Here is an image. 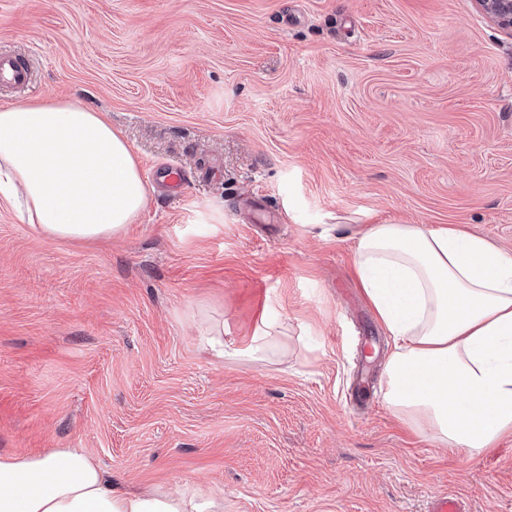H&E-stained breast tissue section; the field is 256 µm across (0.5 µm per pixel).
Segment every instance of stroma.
Returning a JSON list of instances; mask_svg holds the SVG:
<instances>
[{
    "instance_id": "stroma-1",
    "label": "stroma",
    "mask_w": 512,
    "mask_h": 512,
    "mask_svg": "<svg viewBox=\"0 0 512 512\" xmlns=\"http://www.w3.org/2000/svg\"><path fill=\"white\" fill-rule=\"evenodd\" d=\"M34 91L106 113L154 181L121 234L45 237L0 199V453L84 448L120 490L224 512H512V434L469 460L384 403L392 349L351 228L512 250V31L476 0H0ZM347 220L332 237L321 225ZM247 348L202 352L208 318Z\"/></svg>"
}]
</instances>
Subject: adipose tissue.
<instances>
[{
    "mask_svg": "<svg viewBox=\"0 0 512 512\" xmlns=\"http://www.w3.org/2000/svg\"><path fill=\"white\" fill-rule=\"evenodd\" d=\"M149 187L126 140L78 100L0 107V198L56 239L121 233ZM360 284L394 341L385 404L414 432L468 459L512 433V250L424 224L355 236ZM0 512H224L200 489L115 491L83 448L0 455Z\"/></svg>",
    "mask_w": 512,
    "mask_h": 512,
    "instance_id": "1",
    "label": "adipose tissue"
}]
</instances>
